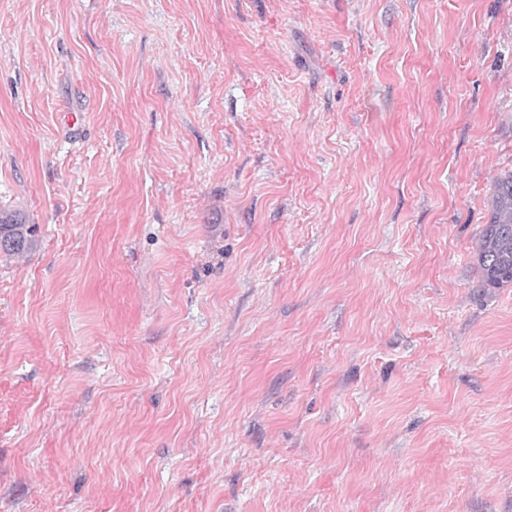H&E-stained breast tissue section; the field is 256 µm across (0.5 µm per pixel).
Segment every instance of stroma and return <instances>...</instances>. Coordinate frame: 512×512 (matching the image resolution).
<instances>
[{
  "label": "stroma",
  "mask_w": 512,
  "mask_h": 512,
  "mask_svg": "<svg viewBox=\"0 0 512 512\" xmlns=\"http://www.w3.org/2000/svg\"><path fill=\"white\" fill-rule=\"evenodd\" d=\"M512 0H0V512H512ZM477 263L484 287L512 284V171L494 183L490 220L478 239ZM10 240L9 245H0L5 255H21L35 245V227L25 224L19 215L12 212H0V240Z\"/></svg>",
  "instance_id": "stroma-1"
}]
</instances>
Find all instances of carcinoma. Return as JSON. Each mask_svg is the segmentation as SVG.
Listing matches in <instances>:
<instances>
[{"instance_id": "carcinoma-1", "label": "carcinoma", "mask_w": 512, "mask_h": 512, "mask_svg": "<svg viewBox=\"0 0 512 512\" xmlns=\"http://www.w3.org/2000/svg\"><path fill=\"white\" fill-rule=\"evenodd\" d=\"M0 245L6 255H21L35 245V227L19 215L0 212ZM477 263L481 283L499 288L512 284V171L497 178L492 191L490 220L483 225L477 244Z\"/></svg>"}]
</instances>
